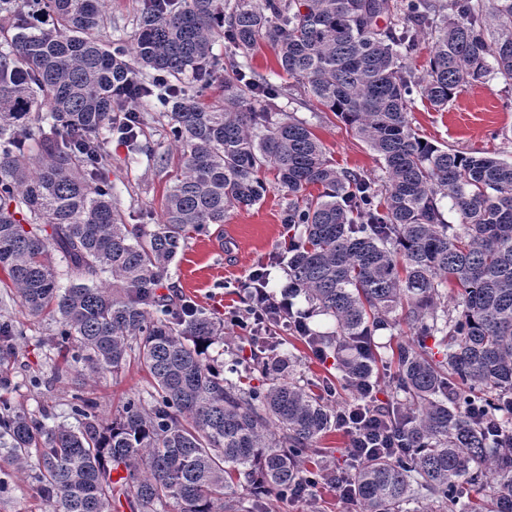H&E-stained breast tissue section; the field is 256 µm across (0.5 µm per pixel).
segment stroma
I'll return each mask as SVG.
<instances>
[{"instance_id":"obj_1","label":"stroma","mask_w":512,"mask_h":512,"mask_svg":"<svg viewBox=\"0 0 512 512\" xmlns=\"http://www.w3.org/2000/svg\"><path fill=\"white\" fill-rule=\"evenodd\" d=\"M140 6L141 0H111L108 12L112 22L98 31V39L106 45L132 43ZM240 65L264 75L280 88V96L272 102L274 112L282 118L291 116L306 122L337 168L381 175L376 154L333 113L310 100L296 79L280 71L269 46L241 59ZM133 108L139 113L143 128L140 151H131L114 136L109 137L106 151L114 201L125 223L151 226L161 218L164 196L173 182L180 152L169 139L166 118L153 102L139 101ZM409 121L423 140L439 147L464 153L489 152L512 159V86L501 79L491 77L486 83L464 88L443 110L414 101ZM287 203L285 193L274 188L254 206L230 209L223 224L210 225L188 240L170 265L161 291L182 297L195 309L223 321L224 339L210 347L211 356L227 364L235 359L257 364L275 354L293 356L298 374L332 385L335 401L343 406L354 402V395L342 386L331 360L315 357L303 337L273 325L267 329L269 342L259 347L233 322L234 317L243 315L249 303L255 270L265 271L270 293L280 294L286 281L284 246L295 233L292 226L283 222ZM0 322L11 323L17 330V361L8 397L34 414L49 410L52 422H72L71 383L53 377L62 355L50 342V317L29 316L13 291L0 287ZM35 378L40 381L36 387L31 384ZM149 388L147 370L133 361L120 374L106 373L86 381L82 390L101 413L114 415L129 397ZM348 445L345 431L332 430L315 443L313 457L329 474L352 473L354 462L346 454ZM0 512H48L30 479L2 459ZM261 512H359V508L341 501L334 482L329 481L319 484L302 501L262 498Z\"/></svg>"}]
</instances>
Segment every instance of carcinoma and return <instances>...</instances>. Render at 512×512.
I'll return each mask as SVG.
<instances>
[{
  "mask_svg": "<svg viewBox=\"0 0 512 512\" xmlns=\"http://www.w3.org/2000/svg\"><path fill=\"white\" fill-rule=\"evenodd\" d=\"M40 7L53 26L0 18L14 30L0 50V272L29 315L52 317L55 379L114 375L131 360L151 378L110 419L72 396L74 425L0 398V448L49 512H252L261 495L320 481L304 464L336 427L331 390L285 358L257 367L262 387L224 377L208 354L224 325L157 293L191 235L262 200L269 171L288 193L284 223L301 227L285 246L288 297L334 320L330 334L305 336L336 356L344 387L375 384L376 331L409 332L392 350L387 405L409 451L356 467L361 512H402L412 476L441 512H456L463 484L483 492L493 477L490 512H512V457L498 447L512 437V161L423 144L408 118L416 94L443 108L492 74L512 84V0H493L499 39L485 37L471 0H143L128 51L95 36L105 0ZM425 29L431 58L417 81ZM218 37L244 57L270 46L383 160L385 182L337 169L306 123L273 120L264 102L275 86L217 58ZM139 69L202 87L222 70L224 104L140 82ZM131 85L156 99L181 154L152 229L122 222L102 139L124 130L128 103L113 89ZM15 340L0 323L3 389Z\"/></svg>",
  "mask_w": 512,
  "mask_h": 512,
  "instance_id": "obj_1",
  "label": "carcinoma"
}]
</instances>
